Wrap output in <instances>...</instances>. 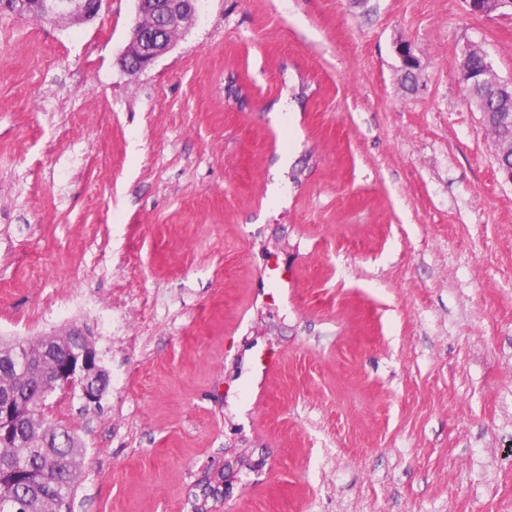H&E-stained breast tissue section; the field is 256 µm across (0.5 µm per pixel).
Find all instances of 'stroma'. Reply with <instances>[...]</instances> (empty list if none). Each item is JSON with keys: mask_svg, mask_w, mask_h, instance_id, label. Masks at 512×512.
Wrapping results in <instances>:
<instances>
[{"mask_svg": "<svg viewBox=\"0 0 512 512\" xmlns=\"http://www.w3.org/2000/svg\"><path fill=\"white\" fill-rule=\"evenodd\" d=\"M135 21L0 15V336L147 303L61 419L73 512H512V183L459 81L512 17L203 0L129 74Z\"/></svg>", "mask_w": 512, "mask_h": 512, "instance_id": "35a3bbf8", "label": "stroma"}]
</instances>
